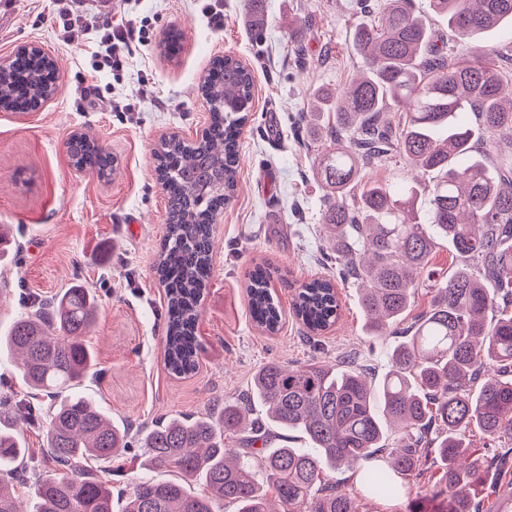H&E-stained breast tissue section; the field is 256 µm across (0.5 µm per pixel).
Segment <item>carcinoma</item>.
I'll return each mask as SVG.
<instances>
[{"label":"carcinoma","mask_w":512,"mask_h":512,"mask_svg":"<svg viewBox=\"0 0 512 512\" xmlns=\"http://www.w3.org/2000/svg\"><path fill=\"white\" fill-rule=\"evenodd\" d=\"M459 38L512 26V0H428ZM446 36L416 12L412 0H384L378 19L365 12L354 25L362 75L343 93L317 91L315 108L299 121L333 147L315 159L323 190V224L336 273L299 284L291 312L311 333L336 324L337 285L364 284L359 303L367 335L399 336L391 368L372 385L367 372L314 360L261 368L252 397L226 401L217 413L170 415L131 434L80 387L98 354L89 339L99 301L80 284L22 313L0 333V354L15 358L30 388L10 408L0 405V512H361L357 495L329 472L353 471L364 492L384 499L427 496L421 462L437 455L436 483L448 491V512H488L486 484L500 477L494 460L476 456L466 435L512 452V97L502 91L494 50L468 63L448 56ZM58 68L19 49L0 74V110L35 112L52 92ZM199 92L209 103L200 138H165L154 149L155 174L166 193L167 224L155 269L165 291L163 363L172 375L193 373L203 352L196 335L211 276L213 224L238 187L239 137L255 99L254 76L238 58H213ZM401 118L386 117L390 103ZM473 113L463 123L460 113ZM499 136L496 166L484 135ZM73 165L103 180L116 160L87 134L68 143ZM405 159L435 180L409 187L367 182L364 168ZM462 258L450 276L427 268L437 242ZM278 269L257 263L246 283L249 313L268 335L283 324L273 287ZM430 307L406 329L403 317L419 284ZM49 400L41 406L38 396ZM266 420L250 419L255 405ZM273 424L300 432L307 448L272 446ZM44 427L43 461L50 476L30 471L23 426ZM141 466L174 473L142 478L113 503L109 480L86 471L88 459L117 462L131 439ZM34 509L20 510L19 485Z\"/></svg>","instance_id":"1"}]
</instances>
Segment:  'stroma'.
I'll list each match as a JSON object with an SVG mask.
<instances>
[{
    "mask_svg": "<svg viewBox=\"0 0 512 512\" xmlns=\"http://www.w3.org/2000/svg\"><path fill=\"white\" fill-rule=\"evenodd\" d=\"M79 2L80 19L67 29L56 0H0V58L35 43L57 60L60 76L54 99L36 113L0 111V224L13 226L15 240L13 256L0 260V328L70 283L90 288L100 304L92 338L100 373L82 390L113 421L135 427L246 397L271 361L352 359L380 380L394 339L366 335L356 282L339 286L342 316L314 338L290 315L277 335L262 333L245 289L253 263L268 261L285 273L275 289L286 308L300 283L330 273L314 178L326 143L295 133L292 121L310 111L314 92L339 91L357 75L358 0H260L257 29L248 0H108L102 12L93 0ZM108 22L135 29L119 71L96 54ZM173 28L184 40L170 58L160 46ZM225 53L252 68L255 104L240 137L236 197L213 226L197 330L204 353L195 373L176 378L163 364L166 297L153 268L167 219L153 149L164 135L191 140L206 127L198 85ZM77 131L118 159L114 180L73 166L67 142ZM140 454L128 449L118 475L103 461L85 467L123 495L141 478L166 476L142 469Z\"/></svg>",
    "mask_w": 512,
    "mask_h": 512,
    "instance_id": "35a3bbf8",
    "label": "stroma"
}]
</instances>
